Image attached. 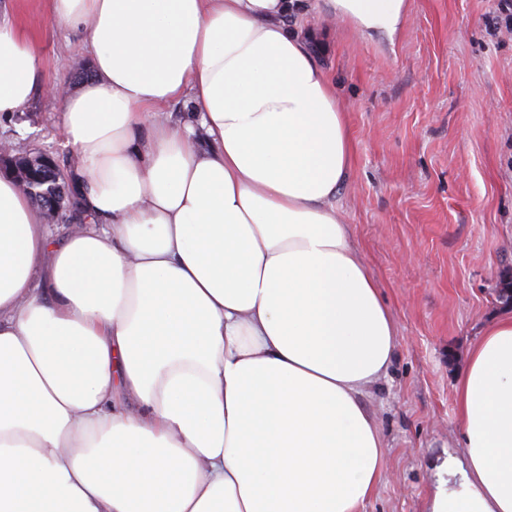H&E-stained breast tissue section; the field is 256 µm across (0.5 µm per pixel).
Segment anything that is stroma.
I'll use <instances>...</instances> for the list:
<instances>
[{"instance_id":"stroma-1","label":"stroma","mask_w":512,"mask_h":512,"mask_svg":"<svg viewBox=\"0 0 512 512\" xmlns=\"http://www.w3.org/2000/svg\"><path fill=\"white\" fill-rule=\"evenodd\" d=\"M498 0H410L395 39L332 26L326 64L349 114L354 153L336 196L397 321L400 343L370 405L387 443L385 476L361 512H424L435 465L458 456L456 381L479 329L512 289V32L491 26ZM42 71L21 115L0 120L17 152L67 163L51 89L88 73L80 38L47 0H11Z\"/></svg>"}]
</instances>
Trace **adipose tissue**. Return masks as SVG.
Wrapping results in <instances>:
<instances>
[{
  "instance_id": "1",
  "label": "adipose tissue",
  "mask_w": 512,
  "mask_h": 512,
  "mask_svg": "<svg viewBox=\"0 0 512 512\" xmlns=\"http://www.w3.org/2000/svg\"><path fill=\"white\" fill-rule=\"evenodd\" d=\"M326 2L390 39L410 7ZM313 8L49 0L94 73L59 95L90 221L54 242L0 175V512H360L372 497L386 442L368 398L398 328L336 215L352 136L296 24ZM41 68L0 10V118ZM456 401L464 476L428 512H512V314L471 343Z\"/></svg>"
}]
</instances>
